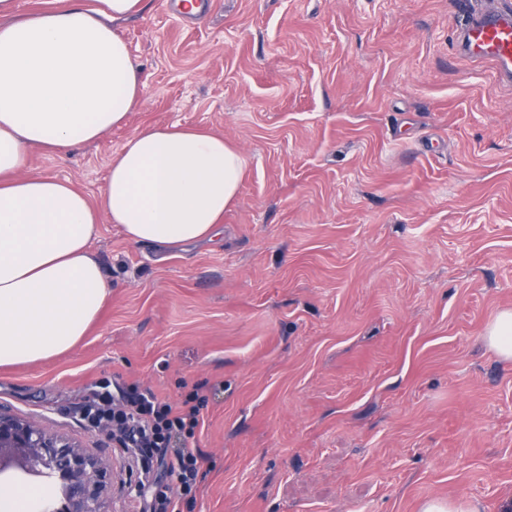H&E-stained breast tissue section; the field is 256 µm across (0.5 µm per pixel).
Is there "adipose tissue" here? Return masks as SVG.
Instances as JSON below:
<instances>
[{
  "instance_id": "ef3b65f1",
  "label": "adipose tissue",
  "mask_w": 512,
  "mask_h": 512,
  "mask_svg": "<svg viewBox=\"0 0 512 512\" xmlns=\"http://www.w3.org/2000/svg\"><path fill=\"white\" fill-rule=\"evenodd\" d=\"M145 0H51L22 13L0 0V367L72 349L108 302L91 251L101 217L134 244L217 235L247 160L223 135L171 124L135 132L113 155L93 206L70 182L28 172L97 141L146 91L115 24Z\"/></svg>"
}]
</instances>
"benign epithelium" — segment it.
<instances>
[{
	"label": "benign epithelium",
	"instance_id": "7a95c632",
	"mask_svg": "<svg viewBox=\"0 0 512 512\" xmlns=\"http://www.w3.org/2000/svg\"><path fill=\"white\" fill-rule=\"evenodd\" d=\"M44 468L59 472L63 503H47L40 512H106L104 460L38 422L0 408V474L10 469L40 474Z\"/></svg>",
	"mask_w": 512,
	"mask_h": 512
}]
</instances>
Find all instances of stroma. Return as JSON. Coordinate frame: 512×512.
Returning <instances> with one entry per match:
<instances>
[{
  "instance_id": "stroma-1",
  "label": "stroma",
  "mask_w": 512,
  "mask_h": 512,
  "mask_svg": "<svg viewBox=\"0 0 512 512\" xmlns=\"http://www.w3.org/2000/svg\"><path fill=\"white\" fill-rule=\"evenodd\" d=\"M117 25L147 91L125 124L31 171L91 204L138 129L179 122L248 161L213 241L136 245L101 220L111 296L69 351L0 368V406L140 470L70 409L101 379L207 398L192 512H502L512 361V85L455 46L459 0H146ZM483 339L499 357L512 360V309L500 311L489 322Z\"/></svg>"
}]
</instances>
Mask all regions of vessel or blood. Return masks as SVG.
<instances>
[{
  "label": "vessel or blood",
  "instance_id": "1",
  "mask_svg": "<svg viewBox=\"0 0 512 512\" xmlns=\"http://www.w3.org/2000/svg\"><path fill=\"white\" fill-rule=\"evenodd\" d=\"M459 53L492 63L501 80L512 82V9H489L468 16L459 32Z\"/></svg>",
  "mask_w": 512,
  "mask_h": 512
}]
</instances>
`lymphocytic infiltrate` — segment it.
<instances>
[{
  "instance_id": "1",
  "label": "lymphocytic infiltrate",
  "mask_w": 512,
  "mask_h": 512,
  "mask_svg": "<svg viewBox=\"0 0 512 512\" xmlns=\"http://www.w3.org/2000/svg\"><path fill=\"white\" fill-rule=\"evenodd\" d=\"M201 398L189 391L180 406L152 390L103 380L82 397L74 417L130 449L139 459L145 482L138 486L141 512H184L201 482L202 454L196 446Z\"/></svg>"
}]
</instances>
